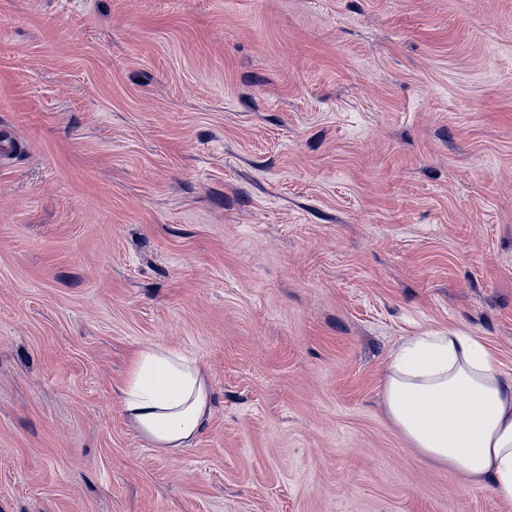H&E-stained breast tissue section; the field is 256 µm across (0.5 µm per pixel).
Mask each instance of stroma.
<instances>
[{
  "mask_svg": "<svg viewBox=\"0 0 512 512\" xmlns=\"http://www.w3.org/2000/svg\"><path fill=\"white\" fill-rule=\"evenodd\" d=\"M2 135L0 512H512L384 405L425 332L512 371V0H0ZM120 402L129 421L154 448L174 453L189 448L203 432L212 389L196 357L149 345L138 350Z\"/></svg>",
  "mask_w": 512,
  "mask_h": 512,
  "instance_id": "stroma-1",
  "label": "stroma"
}]
</instances>
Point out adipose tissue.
Masks as SVG:
<instances>
[{"label":"adipose tissue","mask_w":512,"mask_h":512,"mask_svg":"<svg viewBox=\"0 0 512 512\" xmlns=\"http://www.w3.org/2000/svg\"><path fill=\"white\" fill-rule=\"evenodd\" d=\"M120 402L155 448L174 453L203 432L212 389L196 357L149 345L138 350ZM385 402L421 455L512 502V373L480 341L460 331L410 338L391 362Z\"/></svg>","instance_id":"adipose-tissue-1"}]
</instances>
